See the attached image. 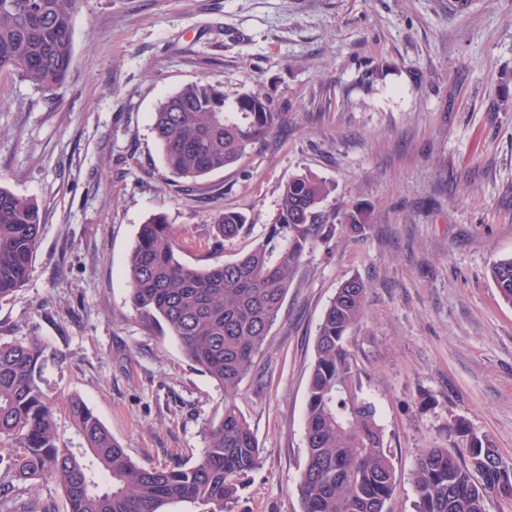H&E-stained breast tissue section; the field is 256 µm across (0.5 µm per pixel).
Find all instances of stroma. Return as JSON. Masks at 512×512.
I'll return each mask as SVG.
<instances>
[{"label":"stroma","instance_id":"obj_1","mask_svg":"<svg viewBox=\"0 0 512 512\" xmlns=\"http://www.w3.org/2000/svg\"><path fill=\"white\" fill-rule=\"evenodd\" d=\"M67 86L45 97L0 74V182L44 224L0 338L40 337L64 362L45 378L80 393L140 465L194 462L224 391L133 310L126 261L163 214L184 260L232 261L275 218L289 176L360 206L364 239L317 245L235 404L260 464L226 512H301L303 415L317 328L345 279L368 285L346 346L396 469L388 512H416L421 448H453L461 420L512 464V305L490 275L512 255V0H87ZM206 80L262 90L283 120L236 166L191 188L166 170L152 115ZM247 218L216 240L224 209Z\"/></svg>","mask_w":512,"mask_h":512}]
</instances>
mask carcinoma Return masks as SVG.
<instances>
[{
    "label": "carcinoma",
    "instance_id": "obj_1",
    "mask_svg": "<svg viewBox=\"0 0 512 512\" xmlns=\"http://www.w3.org/2000/svg\"><path fill=\"white\" fill-rule=\"evenodd\" d=\"M87 0H0V72L13 73L54 95L66 83L73 54V16ZM278 114L261 92L230 94L207 81L166 97L152 129L165 167L196 180L236 165L272 135ZM332 187L294 174L281 188L278 212L243 256L199 267L178 257L177 228L162 214L141 225L127 257L129 299L143 316L164 325L187 358L224 389V409L205 432V448L190 465L141 466L78 394L59 397L46 385L49 365L63 356L39 338L0 339V507L41 512L18 503L17 485L54 482L67 512H164L175 502L224 512L239 477L259 465L257 440L233 395L252 372L275 324L290 279L304 257L336 235H365L366 213L355 206L328 224L321 204ZM245 217L224 210L216 238L240 234ZM40 208L0 185V301L27 282L40 243ZM490 276L512 304V256ZM367 284H340L318 325L304 410L306 460L297 490L302 512H386L396 474L392 452L372 402L361 395L360 371L345 345L365 317ZM466 455L420 450L412 473L418 512H487L495 496L512 500V467L492 438L462 421L448 426Z\"/></svg>",
    "mask_w": 512,
    "mask_h": 512
}]
</instances>
